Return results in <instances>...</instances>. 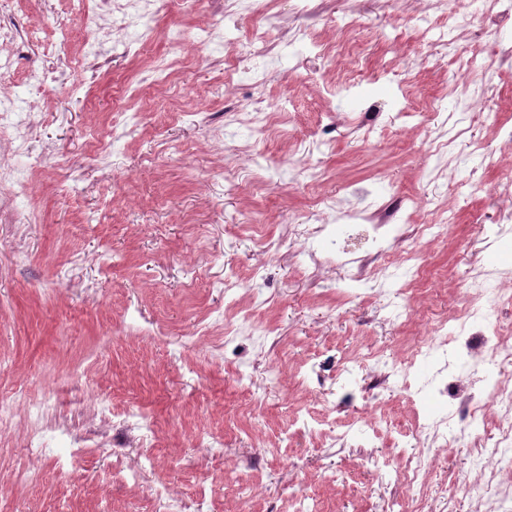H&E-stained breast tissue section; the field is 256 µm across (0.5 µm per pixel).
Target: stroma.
<instances>
[{
  "instance_id": "35a3bbf8",
  "label": "stroma",
  "mask_w": 512,
  "mask_h": 512,
  "mask_svg": "<svg viewBox=\"0 0 512 512\" xmlns=\"http://www.w3.org/2000/svg\"><path fill=\"white\" fill-rule=\"evenodd\" d=\"M224 3L159 0L144 21L154 35L147 52L125 55L107 44L94 59L83 54L89 28L78 0H8L0 7V23L21 34L14 85L45 73L80 83L74 93L49 86L23 154L0 150V159L32 182L26 199L0 197V394L20 386L31 397L80 405L79 415L42 418L48 438L62 424L92 433L82 476L41 460L42 479L19 491L18 512H47L53 504L60 512H152V486L181 490L190 480L214 493L219 512H235L242 496L251 512H295L301 503L323 512H385L388 502L412 492L378 473L374 462L396 455L398 429L410 427L424 406L375 384L362 395L342 390L335 376L342 352L366 343L401 350L409 335L392 308L354 300L344 268L325 265L315 284L298 265L313 202L347 184L368 189L352 200L364 209L395 205L408 194L456 205L447 242L429 247V276L416 293L424 309L454 308L469 257L490 269L512 267V252L488 234L500 203L485 187L502 172L470 148L479 140L512 155L499 134L512 128V71L484 67L488 49H512L511 18L493 11L448 34L449 19L434 0H316L312 17L295 14L294 0H274L266 23L271 49L283 57L276 66L249 51L243 36L251 20L228 17ZM59 16L70 32L65 56L52 48ZM349 18L357 22L349 54L327 56L337 21ZM213 24L231 29L235 41L178 49L168 42L171 29L191 34ZM462 52L481 66L479 82L497 106L465 133L452 81ZM174 57L181 63L168 82L153 86L156 62ZM233 66L257 82L232 79ZM380 67L389 82L367 85L361 98L325 88L338 73ZM398 93L434 103L440 119L427 128L396 123L382 145H362L364 127L391 112ZM283 102L299 116L297 128L273 137L239 129V138L253 144L245 155L225 146L227 112ZM117 107L130 120L112 124ZM321 112L337 113L334 126L318 124ZM328 138L333 147L326 150ZM428 138L451 141L454 161L415 158L414 142ZM305 152L320 162L318 181L288 177L290 163ZM261 238L270 245L265 256L257 252ZM230 271L241 281L233 306L219 286ZM255 284L268 305L253 307ZM240 307L272 329L265 345L245 340L222 351L196 337L198 327L218 330L234 321ZM188 334L193 342L179 347ZM315 350L320 401L297 391L292 407H283L268 364L292 372ZM244 385L263 407L262 418L241 414ZM117 390L135 393L167 444L136 485L114 478L112 458L101 454L112 440L93 432L98 399ZM365 403L388 425L376 447L334 446L300 431L277 450L295 416L311 411L341 431ZM198 434L223 438V464L195 447ZM475 477L463 441L440 449L431 466V482L448 483L450 512H476Z\"/></svg>"
}]
</instances>
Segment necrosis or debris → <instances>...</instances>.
<instances>
[{
  "label": "necrosis or debris",
  "instance_id": "1",
  "mask_svg": "<svg viewBox=\"0 0 512 512\" xmlns=\"http://www.w3.org/2000/svg\"><path fill=\"white\" fill-rule=\"evenodd\" d=\"M94 12L88 25L98 18L110 16L118 30L138 27L142 19L153 12L157 0H93ZM46 90L43 77L32 79L26 96L14 92L0 93V138L7 140L16 152H23L33 135V109ZM345 197L339 191L320 196L312 206L317 221L316 233L331 236L334 248L331 259L347 263L351 281L369 283L389 280L391 264L385 263L390 241L401 237L407 219L425 210L426 201L416 195L401 199L398 206L384 207L371 214L345 207ZM397 316L411 329L412 341L403 356H384L377 349L366 355L345 358L336 375L343 386L365 389L366 367H373L384 382L404 398L426 399L435 404L434 412L419 418L416 424L401 431L400 443L405 454L397 460L379 461V470L396 471L410 485L421 482L430 451L444 448L456 432L478 435L488 417L499 421V433L490 448L473 449L479 464L478 478L483 481L482 496L489 512H512V482H495V474L512 472V333L506 332L494 314L504 303H512V267L479 270L471 274L462 295L452 312L433 313L419 309L401 287L391 294ZM433 363L435 372L424 378L423 363ZM468 365L466 377L455 378L456 363ZM477 384L481 397H467L463 404L466 413L462 430H455L454 418L448 413L449 387L464 388ZM101 429L134 433L139 451L133 461L120 466L119 479L139 483L143 472L153 466L162 443L155 421L143 413L137 403H130L123 415L111 412L110 402L99 404ZM82 438L77 434H61L56 448H48L42 432L31 428L25 447L26 464L13 475L10 489H0V507L13 500L16 491L37 481L38 463L48 455L55 456L62 469L78 471L84 454ZM416 452H409V445Z\"/></svg>",
  "mask_w": 512,
  "mask_h": 512
}]
</instances>
